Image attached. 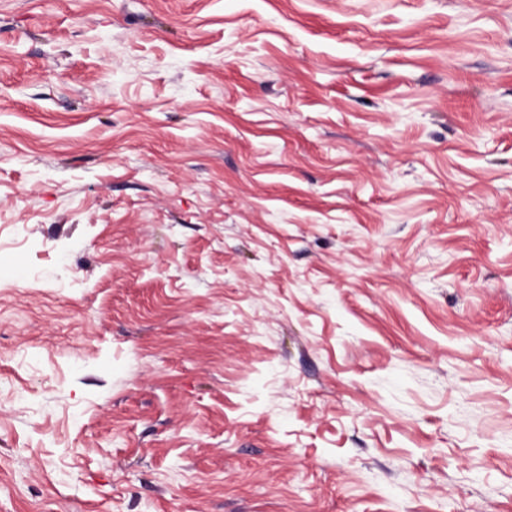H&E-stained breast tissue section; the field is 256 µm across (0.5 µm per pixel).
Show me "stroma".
<instances>
[{"label":"stroma","instance_id":"35a3bbf8","mask_svg":"<svg viewBox=\"0 0 512 512\" xmlns=\"http://www.w3.org/2000/svg\"><path fill=\"white\" fill-rule=\"evenodd\" d=\"M0 512H512V0H0Z\"/></svg>","mask_w":512,"mask_h":512}]
</instances>
